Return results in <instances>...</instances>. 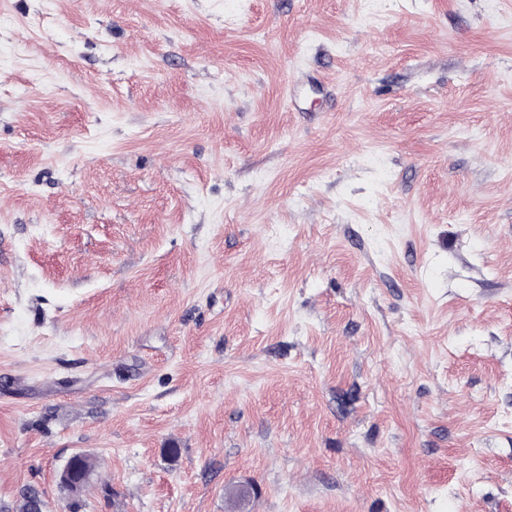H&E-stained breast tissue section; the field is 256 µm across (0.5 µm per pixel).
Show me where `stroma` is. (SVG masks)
Masks as SVG:
<instances>
[{
    "instance_id": "1",
    "label": "stroma",
    "mask_w": 512,
    "mask_h": 512,
    "mask_svg": "<svg viewBox=\"0 0 512 512\" xmlns=\"http://www.w3.org/2000/svg\"><path fill=\"white\" fill-rule=\"evenodd\" d=\"M512 512V0H0V512Z\"/></svg>"
}]
</instances>
